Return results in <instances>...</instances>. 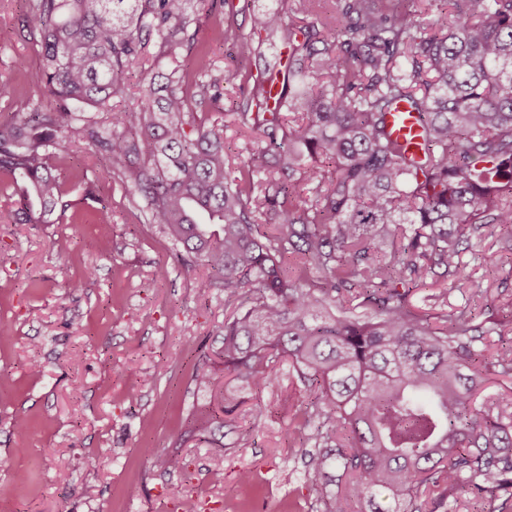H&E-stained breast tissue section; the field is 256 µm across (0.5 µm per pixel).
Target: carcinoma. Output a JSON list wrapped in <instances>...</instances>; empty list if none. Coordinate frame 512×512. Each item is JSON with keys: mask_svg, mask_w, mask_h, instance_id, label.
Wrapping results in <instances>:
<instances>
[{"mask_svg": "<svg viewBox=\"0 0 512 512\" xmlns=\"http://www.w3.org/2000/svg\"><path fill=\"white\" fill-rule=\"evenodd\" d=\"M190 2L29 0L39 94L56 105L0 120V175L20 203L0 222L65 216L54 151L97 148L181 263L209 271L199 290L224 289L231 307L219 362L193 368L207 401L188 438L223 451L216 433L244 391L279 389L286 363L310 398L308 482L325 512L350 500L439 512L460 490L512 509V410L477 403L488 376H512V349L493 361L484 348L512 332V307L487 327L411 302L436 267L463 279L461 244L512 226V0H435L440 19L426 27L407 0H337L335 15L306 25L271 8L250 16L247 38L228 24L224 40L244 57L283 28L288 51L280 101L259 74L239 87L234 120L260 143L232 172L224 126L191 111L220 98L224 77L191 30ZM153 39L163 82H140L133 107L112 111ZM400 102L418 115V153L389 128ZM332 469L344 481L335 493Z\"/></svg>", "mask_w": 512, "mask_h": 512, "instance_id": "obj_1", "label": "carcinoma"}]
</instances>
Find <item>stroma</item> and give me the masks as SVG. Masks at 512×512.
Masks as SVG:
<instances>
[{"instance_id":"stroma-1","label":"stroma","mask_w":512,"mask_h":512,"mask_svg":"<svg viewBox=\"0 0 512 512\" xmlns=\"http://www.w3.org/2000/svg\"><path fill=\"white\" fill-rule=\"evenodd\" d=\"M280 8L311 22L297 0H227L198 6V38L224 76V97L195 105L201 119L224 125V147L236 154L251 139L233 118L238 87L282 50L264 38L261 54L242 58L218 34L227 22H250L241 6ZM28 0H0V118L29 111L39 80ZM73 202L56 224L0 223V512H181L184 495L201 512H324L306 471V449L290 443L304 397L294 378L282 391L247 394L223 439V457L183 437L189 411L206 401L192 381L194 364L214 356L224 322V291H197L207 271L184 267L151 221L133 186L95 151L55 160ZM95 182L97 201L82 198ZM497 230L462 250L465 277L428 275L415 290L418 307L448 314L500 317L512 304V250ZM95 249H87L88 241ZM496 254L491 269L483 255ZM25 417L28 430L14 422ZM178 454L187 466L148 463L144 449ZM251 470L252 485L238 482Z\"/></svg>"}]
</instances>
